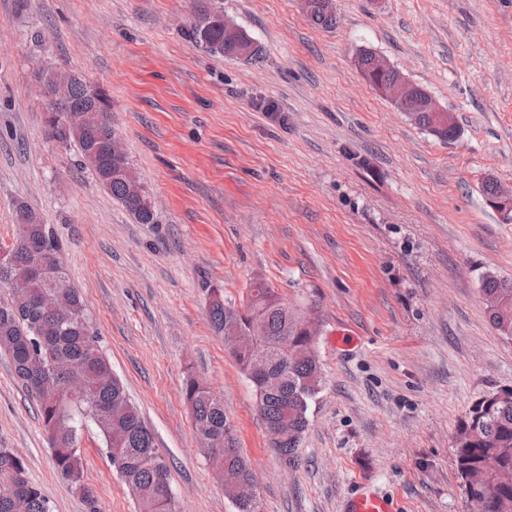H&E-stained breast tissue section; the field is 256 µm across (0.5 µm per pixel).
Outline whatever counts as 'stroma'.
I'll list each match as a JSON object with an SVG mask.
<instances>
[{
  "label": "stroma",
  "instance_id": "1",
  "mask_svg": "<svg viewBox=\"0 0 512 512\" xmlns=\"http://www.w3.org/2000/svg\"><path fill=\"white\" fill-rule=\"evenodd\" d=\"M336 26L301 0H0V246L27 204L62 238L112 369L166 458L177 512H236L196 438L183 383L223 401L262 512H344L360 482L394 512H474L457 426L512 387V340L481 293L512 278V224L486 177L512 189V0H334ZM220 11L262 50L230 60L195 43ZM384 57L442 108L444 143L363 80ZM112 102L149 193L139 224L48 135L45 68ZM318 305L323 381L298 468L270 445L250 381L215 332L208 291L241 305L256 280ZM356 336L336 349L337 332ZM0 447L17 450L53 512H86L60 478L35 401L0 352ZM100 512H137L101 438L82 439Z\"/></svg>",
  "mask_w": 512,
  "mask_h": 512
}]
</instances>
